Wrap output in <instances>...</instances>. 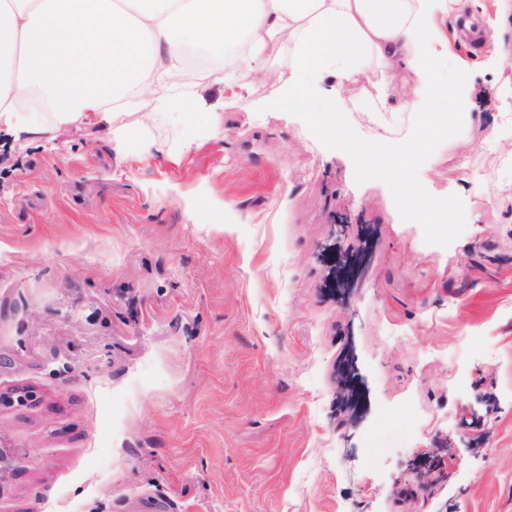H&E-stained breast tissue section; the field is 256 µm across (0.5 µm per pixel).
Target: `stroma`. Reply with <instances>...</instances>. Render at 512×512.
Wrapping results in <instances>:
<instances>
[{"instance_id":"obj_1","label":"stroma","mask_w":512,"mask_h":512,"mask_svg":"<svg viewBox=\"0 0 512 512\" xmlns=\"http://www.w3.org/2000/svg\"><path fill=\"white\" fill-rule=\"evenodd\" d=\"M440 26L446 247L269 84L174 93L124 156L91 121L0 133V512H512V66Z\"/></svg>"}]
</instances>
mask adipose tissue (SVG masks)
Returning <instances> with one entry per match:
<instances>
[{
    "label": "adipose tissue",
    "instance_id": "adipose-tissue-1",
    "mask_svg": "<svg viewBox=\"0 0 512 512\" xmlns=\"http://www.w3.org/2000/svg\"><path fill=\"white\" fill-rule=\"evenodd\" d=\"M461 0H0V132L92 120L124 153L131 117L186 80L278 84L289 111L368 78V114L391 111L399 68L433 92L437 21ZM194 47L217 67L185 68Z\"/></svg>",
    "mask_w": 512,
    "mask_h": 512
}]
</instances>
